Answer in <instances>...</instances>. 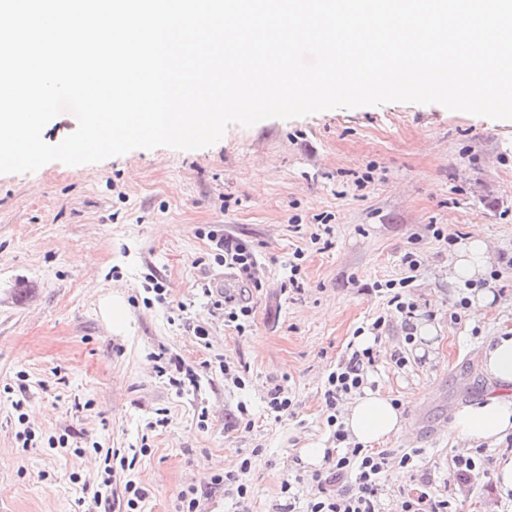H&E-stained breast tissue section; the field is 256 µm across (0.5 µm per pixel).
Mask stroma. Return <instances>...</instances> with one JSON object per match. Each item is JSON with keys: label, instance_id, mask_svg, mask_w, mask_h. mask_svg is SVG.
I'll return each instance as SVG.
<instances>
[{"label": "stroma", "instance_id": "35a3bbf8", "mask_svg": "<svg viewBox=\"0 0 512 512\" xmlns=\"http://www.w3.org/2000/svg\"><path fill=\"white\" fill-rule=\"evenodd\" d=\"M301 232H293V225ZM332 227L330 243L311 240ZM491 248L501 270L487 286L493 300L461 323L449 307L463 281L452 278L455 247L432 226ZM221 228L254 245L262 290L252 292L247 335L211 311L200 287L224 269L209 261L206 231ZM302 248L304 291L289 292L288 262ZM423 259L408 276L406 251ZM512 120L450 111L438 104L387 103L334 109L289 120L230 125L216 144L197 150L137 149L96 164H46L0 175V512H104L93 493L103 449L147 441L129 474L149 491L150 512H175L178 492L207 488L201 512H283L281 492L295 478L296 507L325 477L328 462L310 466L304 448L330 436L323 378L359 326L386 311L379 283L411 277L419 309L415 325L433 337L406 344L391 319L370 375L375 390L401 403L403 436L384 450L419 452L414 472L391 470L383 499L430 479L436 493L455 494L459 512H512L494 477L512 446L486 447L488 471L460 492L448 468L458 451L457 412L498 387L483 373L486 340L512 329ZM167 290L150 299L152 281ZM126 299L129 322L112 332L100 299ZM205 326L207 341L193 326ZM199 376V388L177 393L158 376L160 351ZM409 363L397 368L392 357ZM245 367L246 388L225 380L219 361ZM289 391L291 415L274 419L266 393ZM26 398V424L37 445L21 448L22 424L12 402ZM247 404L253 427L237 424ZM167 427L148 430L157 410ZM206 421H199V412ZM65 437L82 455L47 448ZM253 456L248 500L209 487L212 473Z\"/></svg>", "mask_w": 512, "mask_h": 512}]
</instances>
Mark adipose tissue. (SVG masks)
I'll return each instance as SVG.
<instances>
[{"label": "adipose tissue", "instance_id": "1", "mask_svg": "<svg viewBox=\"0 0 512 512\" xmlns=\"http://www.w3.org/2000/svg\"><path fill=\"white\" fill-rule=\"evenodd\" d=\"M481 364L485 374L501 385L504 392L460 410L454 429L462 443L493 445L512 434V331L491 337L485 343ZM343 425L353 442L370 447L404 432L399 409L388 397L370 390L348 402Z\"/></svg>", "mask_w": 512, "mask_h": 512}]
</instances>
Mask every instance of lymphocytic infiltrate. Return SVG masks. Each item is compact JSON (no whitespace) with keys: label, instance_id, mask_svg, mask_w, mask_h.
Masks as SVG:
<instances>
[{"label":"lymphocytic infiltrate","instance_id":"lymphocytic-infiltrate-1","mask_svg":"<svg viewBox=\"0 0 512 512\" xmlns=\"http://www.w3.org/2000/svg\"><path fill=\"white\" fill-rule=\"evenodd\" d=\"M206 237L211 243L214 262L231 270L243 289L216 293L207 287L203 294L209 298L213 309L223 311L225 326L233 328L237 334H244L251 326L253 315L244 291L262 286L257 254L250 245L218 231H208ZM374 362L373 347H353L337 359L326 377V423L336 448L334 455L328 458L331 468L325 484L309 495L305 512H390L380 499L389 469L397 467L410 472L415 467V452L393 455L350 443L339 421L345 400L361 391ZM136 463V458L124 455L119 457L117 464L106 466L94 493L95 502H113L118 507L117 512H145L148 491L124 477Z\"/></svg>","mask_w":512,"mask_h":512}]
</instances>
